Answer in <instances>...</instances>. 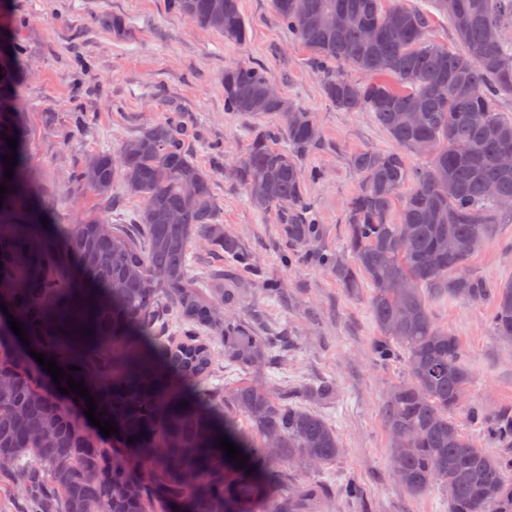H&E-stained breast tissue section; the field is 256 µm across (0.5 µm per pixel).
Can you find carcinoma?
Masks as SVG:
<instances>
[{"mask_svg":"<svg viewBox=\"0 0 512 512\" xmlns=\"http://www.w3.org/2000/svg\"><path fill=\"white\" fill-rule=\"evenodd\" d=\"M282 23L312 54L326 99L345 112H371L396 148L350 156L360 175L347 212L345 251L327 265L345 287L364 276L378 331V361L403 362L407 378L383 403L389 460L400 484L421 496L439 485L448 512H512V409L471 417L504 448L491 455L451 413L471 375L456 336L438 326L427 296L489 301L496 335L512 338V283L491 286L469 273L498 214L512 211V119L495 101L512 97V41L502 37L512 0H438L459 47L428 36L430 16L401 0H272ZM201 28L239 44L247 32L238 0H174ZM350 15L332 26L329 16ZM350 65L368 79L344 71ZM17 50L0 52V301L25 336L75 381H84L102 418L118 428L119 447L98 442L82 414L53 395L44 374L14 349L0 324V470L9 471L28 512H326L319 486L301 480L336 464L342 452L324 417L246 379L207 384L215 356L261 372L285 341L262 336L234 312L224 271L205 288L188 255L202 240L249 264L218 221L213 175L183 145L170 119L125 139L118 155L97 152L77 179L102 198L119 182L142 200L135 233L87 216L77 224H42V204L22 145L13 94ZM224 109L268 116L227 175L258 211H275L288 240L312 243L317 226L303 195L318 172L301 164L321 141L312 113L276 88L261 66L224 69ZM401 112H418L407 124ZM17 138L8 147L5 137ZM288 149L277 147L278 139ZM430 156L412 169L406 153ZM16 155L5 179L1 157ZM447 180L455 193L442 197ZM413 227L408 238L401 228ZM77 370L71 371L69 367ZM229 439L246 465L218 446Z\"/></svg>","mask_w":512,"mask_h":512,"instance_id":"cac0c4a2","label":"carcinoma"}]
</instances>
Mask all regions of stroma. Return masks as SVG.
<instances>
[{"label": "stroma", "mask_w": 512, "mask_h": 512, "mask_svg": "<svg viewBox=\"0 0 512 512\" xmlns=\"http://www.w3.org/2000/svg\"><path fill=\"white\" fill-rule=\"evenodd\" d=\"M240 12L247 30L242 45L192 24L170 0H0V19L19 49L17 93L45 204L60 224L91 213L133 223L139 198L119 184L111 199L100 198L75 174L91 153L118 150L146 125L175 118L189 131L186 150L214 175L225 230L253 259L243 266L201 242L189 255L192 275L204 283L211 270L223 269L225 287L238 297V317L292 337L285 359L258 373V380L276 390L324 382L336 387L333 403L299 400L325 418L344 448L336 464L316 477L328 491L331 512H448L442 488L416 498L393 478L383 402L403 379V365L378 362L374 355L370 285L347 291L323 263L344 251L347 203L360 181L351 153L394 144L372 113L341 111L324 97L310 51L281 23L271 0H240ZM114 17L125 23L122 36L106 25ZM240 62L266 68L282 94L312 112L320 128L321 144L302 159L304 167L321 173L305 187L319 226L317 241L307 247L290 244L278 216L253 208L245 188L225 174L255 132L272 124L267 117L225 111L224 70ZM468 269L491 285L512 282V215H499ZM273 283L282 289L267 295ZM429 305L436 323L457 337L471 372L453 417L479 447L500 454L469 412L512 408V341L496 336L490 304L442 298ZM347 482L358 486V498L338 495Z\"/></svg>", "instance_id": "stroma-1"}]
</instances>
